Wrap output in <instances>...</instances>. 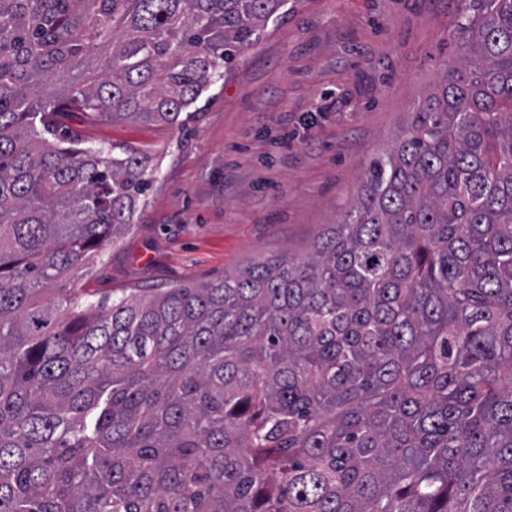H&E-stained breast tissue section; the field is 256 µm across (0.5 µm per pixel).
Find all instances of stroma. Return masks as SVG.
<instances>
[{"label": "stroma", "mask_w": 512, "mask_h": 512, "mask_svg": "<svg viewBox=\"0 0 512 512\" xmlns=\"http://www.w3.org/2000/svg\"><path fill=\"white\" fill-rule=\"evenodd\" d=\"M470 4L288 0L285 18L199 98L186 127L89 128L147 152L159 179L132 228L76 272L74 287L97 300L305 254L456 59Z\"/></svg>", "instance_id": "stroma-1"}]
</instances>
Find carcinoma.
Returning <instances> with one entry per match:
<instances>
[{"mask_svg":"<svg viewBox=\"0 0 512 512\" xmlns=\"http://www.w3.org/2000/svg\"><path fill=\"white\" fill-rule=\"evenodd\" d=\"M287 0H0V512H512V0L301 257L40 297Z\"/></svg>","mask_w":512,"mask_h":512,"instance_id":"cac0c4a2","label":"carcinoma"}]
</instances>
